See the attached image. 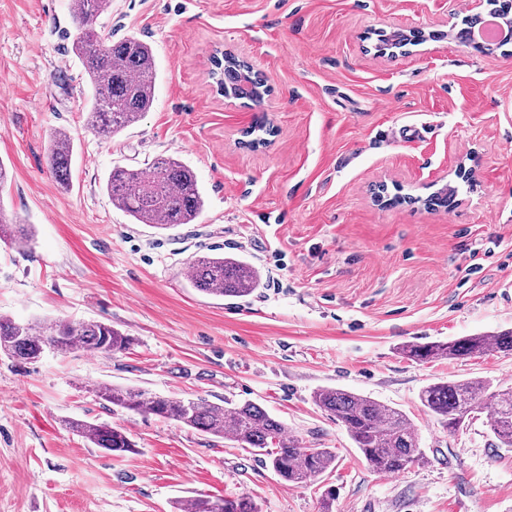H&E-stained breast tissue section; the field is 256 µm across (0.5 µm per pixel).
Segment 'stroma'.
Returning <instances> with one entry per match:
<instances>
[{
    "label": "stroma",
    "mask_w": 512,
    "mask_h": 512,
    "mask_svg": "<svg viewBox=\"0 0 512 512\" xmlns=\"http://www.w3.org/2000/svg\"><path fill=\"white\" fill-rule=\"evenodd\" d=\"M72 9L0 0V207L34 229L26 247L0 240V314L103 321L131 344L28 363L0 353V512H171L244 493L262 512H321L324 483L333 512H512V448L487 413L451 434L419 399L447 379L512 386V354L421 363L399 351L512 330V44L452 37L469 0H112L105 35L148 43L158 78L150 111L107 138L87 123ZM415 28L442 37L378 53V32ZM219 47L265 77L261 105L214 93ZM261 116L274 136L239 147ZM59 129L74 142L66 189L48 162ZM160 155L194 171L196 223L158 231L113 207V167ZM445 186L454 210L427 208ZM213 249L259 268L264 288L199 292L187 262ZM102 383L255 402L301 447L335 449L336 467L285 483L255 449L112 408ZM321 387L406 412L427 463L374 471L314 404ZM69 418L123 428L136 454L103 453Z\"/></svg>",
    "instance_id": "1"
}]
</instances>
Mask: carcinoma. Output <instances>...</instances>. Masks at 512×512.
<instances>
[{
    "mask_svg": "<svg viewBox=\"0 0 512 512\" xmlns=\"http://www.w3.org/2000/svg\"><path fill=\"white\" fill-rule=\"evenodd\" d=\"M111 6V0H77L73 10L77 35L72 49L78 57L92 94V127L112 135L138 122L152 105L157 78L151 47L129 35L112 42L97 31L98 18ZM423 42V35L410 39L380 35L378 51L399 49ZM211 74L236 98L261 102L259 94L242 85L243 73L250 67L224 56L212 59ZM73 141L69 132L56 131L49 150V163L57 183L69 185ZM112 206L125 212L136 224L159 230L193 224L204 208L194 172L172 156L156 158L149 171L116 166L106 185ZM456 191L443 188L429 199L438 208L455 205ZM0 239L26 245L31 230L6 217L0 208ZM188 279L199 292L217 298H244L262 286L260 271L248 261L221 253L195 256L188 262ZM131 343L111 324L90 321L73 325L62 320L18 323L0 316V353L20 362L39 359L47 349L67 352L81 349L110 356ZM487 352L512 353V331L487 336H463L448 341L409 343L403 354L417 362L471 357ZM98 397L114 407L143 415L173 420L217 438L228 437L243 448H254L264 456L273 471L291 484H304L323 477L335 467L332 448H302L285 432L284 424L265 408L251 401L221 406L202 399H178L145 390L105 383ZM422 405L436 422L450 433L464 427L470 415L490 408L491 430L501 445L512 447V387L491 381L446 380L430 384L419 395ZM315 404L336 418L347 430L355 448L370 467L386 474H399L412 465L427 462L417 432L409 417L397 408L369 397L325 387L313 396ZM69 428L107 454L136 453L127 433L104 422L73 420ZM261 512L248 495L212 498L198 495L173 503L175 512Z\"/></svg>",
    "mask_w": 512,
    "mask_h": 512,
    "instance_id": "1",
    "label": "carcinoma"
}]
</instances>
